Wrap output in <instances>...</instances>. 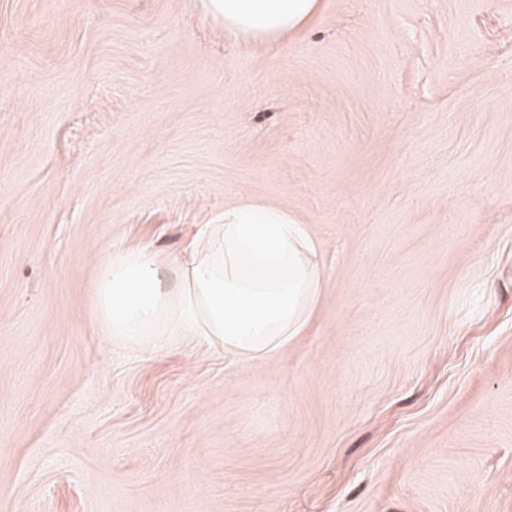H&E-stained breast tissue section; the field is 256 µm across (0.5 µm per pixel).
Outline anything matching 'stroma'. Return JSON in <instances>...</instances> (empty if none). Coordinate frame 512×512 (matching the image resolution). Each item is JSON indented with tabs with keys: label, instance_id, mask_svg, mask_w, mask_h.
<instances>
[{
	"label": "stroma",
	"instance_id": "35a3bbf8",
	"mask_svg": "<svg viewBox=\"0 0 512 512\" xmlns=\"http://www.w3.org/2000/svg\"><path fill=\"white\" fill-rule=\"evenodd\" d=\"M0 0V512H512V0ZM306 224L304 329L106 340L122 249ZM320 9L321 0H200L205 17L249 45H272L297 36Z\"/></svg>",
	"mask_w": 512,
	"mask_h": 512
}]
</instances>
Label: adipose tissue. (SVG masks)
Masks as SVG:
<instances>
[{
  "label": "adipose tissue",
  "instance_id": "1",
  "mask_svg": "<svg viewBox=\"0 0 512 512\" xmlns=\"http://www.w3.org/2000/svg\"><path fill=\"white\" fill-rule=\"evenodd\" d=\"M321 0H200L202 14L249 45L297 36ZM306 225L259 203L226 208L189 259L166 269L143 251L102 258L96 294L105 336L171 330L234 358L276 349L304 328L320 284Z\"/></svg>",
  "mask_w": 512,
  "mask_h": 512
}]
</instances>
